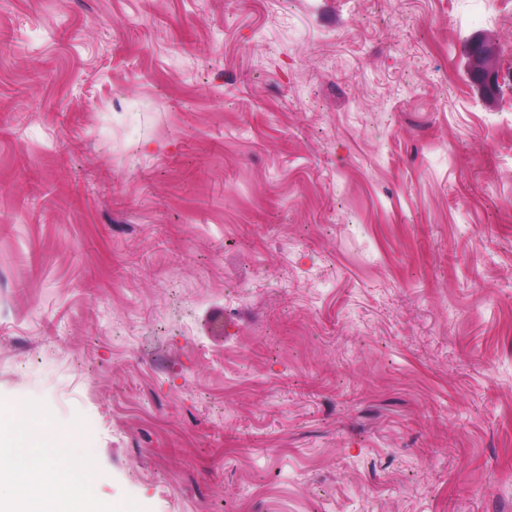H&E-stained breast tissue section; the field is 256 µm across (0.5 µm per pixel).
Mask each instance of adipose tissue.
Masks as SVG:
<instances>
[{"label": "adipose tissue", "mask_w": 512, "mask_h": 512, "mask_svg": "<svg viewBox=\"0 0 512 512\" xmlns=\"http://www.w3.org/2000/svg\"><path fill=\"white\" fill-rule=\"evenodd\" d=\"M13 414L16 424L0 428V483L9 489L0 505L10 512H62L67 503L94 500L102 474L66 455L60 435L50 434L36 412Z\"/></svg>", "instance_id": "ef3b65f1"}]
</instances>
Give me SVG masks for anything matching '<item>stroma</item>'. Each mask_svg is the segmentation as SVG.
I'll list each match as a JSON object with an SVG mask.
<instances>
[{"instance_id":"35a3bbf8","label":"stroma","mask_w":512,"mask_h":512,"mask_svg":"<svg viewBox=\"0 0 512 512\" xmlns=\"http://www.w3.org/2000/svg\"><path fill=\"white\" fill-rule=\"evenodd\" d=\"M0 405L93 512H512V0H0ZM469 77L480 86L484 93L493 94L497 88V75L490 66L492 47L481 39H473L468 44Z\"/></svg>"}]
</instances>
